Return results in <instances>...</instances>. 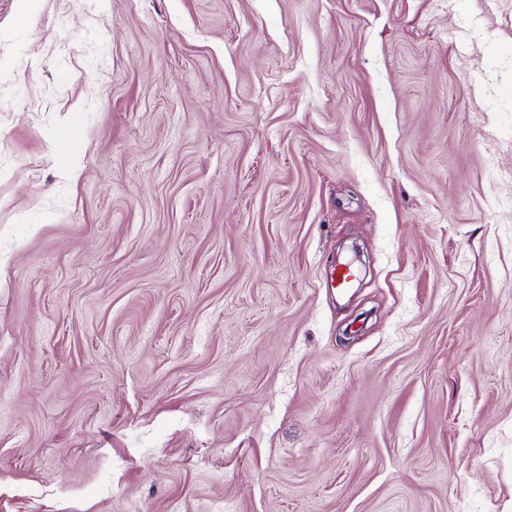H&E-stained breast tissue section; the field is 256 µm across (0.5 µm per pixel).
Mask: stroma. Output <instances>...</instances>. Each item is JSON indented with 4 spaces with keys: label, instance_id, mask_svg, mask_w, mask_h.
I'll use <instances>...</instances> for the list:
<instances>
[{
    "label": "stroma",
    "instance_id": "obj_1",
    "mask_svg": "<svg viewBox=\"0 0 512 512\" xmlns=\"http://www.w3.org/2000/svg\"><path fill=\"white\" fill-rule=\"evenodd\" d=\"M0 512H512V0H0Z\"/></svg>",
    "mask_w": 512,
    "mask_h": 512
}]
</instances>
